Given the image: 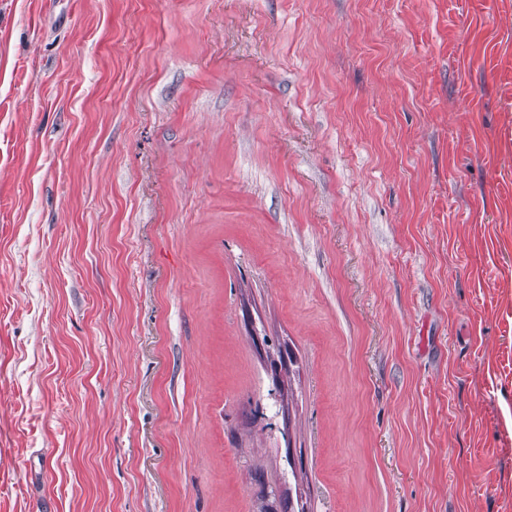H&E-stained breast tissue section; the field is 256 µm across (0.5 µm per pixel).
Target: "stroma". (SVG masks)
<instances>
[{
    "label": "stroma",
    "instance_id": "35a3bbf8",
    "mask_svg": "<svg viewBox=\"0 0 512 512\" xmlns=\"http://www.w3.org/2000/svg\"><path fill=\"white\" fill-rule=\"evenodd\" d=\"M0 512H512V0H0Z\"/></svg>",
    "mask_w": 512,
    "mask_h": 512
}]
</instances>
